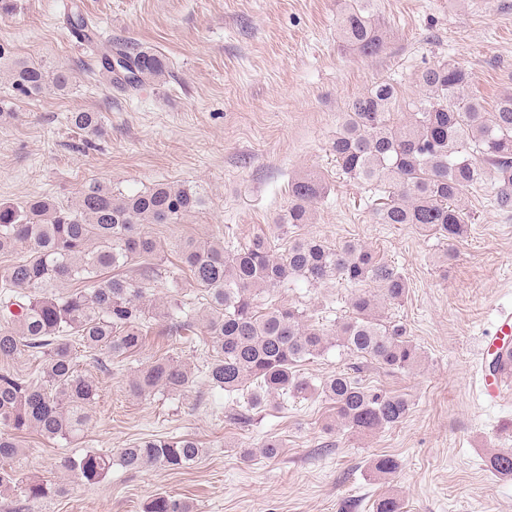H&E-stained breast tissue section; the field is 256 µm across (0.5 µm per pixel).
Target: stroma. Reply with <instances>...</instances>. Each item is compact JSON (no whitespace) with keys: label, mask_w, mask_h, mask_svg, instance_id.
<instances>
[{"label":"stroma","mask_w":512,"mask_h":512,"mask_svg":"<svg viewBox=\"0 0 512 512\" xmlns=\"http://www.w3.org/2000/svg\"><path fill=\"white\" fill-rule=\"evenodd\" d=\"M71 2L14 0V12L0 16V102L11 112L0 123V203L44 194L67 205L93 181L126 193L158 182L196 189L203 210L148 227L163 268L177 259L174 242L218 234L239 247L262 236L279 253L297 237L360 241L407 277L408 296L390 312L422 363L391 372L335 348L301 363L313 384L344 371L410 400L402 423L367 434L336 428L331 403L316 393L275 399L242 426L235 398L202 380L183 398H138L129 368L89 364L101 393L83 439L25 435L18 470L53 483L65 457L113 453L152 434L196 438L207 453L185 471L116 466L94 485L63 478L68 492L50 512H145L156 493L188 501L193 512H373L389 495L402 512H512V481L484 466L489 453L512 449V397L488 403L473 373L481 336L499 311L512 310V212L488 205L493 177L470 189L469 232L448 264L437 239L415 225L376 223L368 189L341 174L329 151L351 100L387 79L402 115L418 71L441 61L466 68L473 95L493 109L512 91V0H370L385 35L371 57L349 50L337 31L353 0H80L97 29L91 45L66 25ZM117 39L159 54L163 82L131 93L102 82L99 55ZM18 60L68 71L71 82L21 95L4 77ZM73 112L99 113L102 136L74 132ZM312 171L325 183L312 223L280 234L289 183ZM351 295L336 282L302 281L275 293L330 322L347 313ZM270 437L283 444L274 459L258 453ZM382 455L399 463L392 478L371 467Z\"/></svg>","instance_id":"35a3bbf8"}]
</instances>
